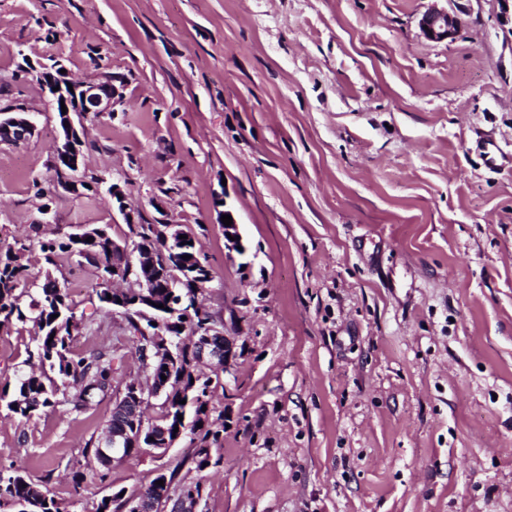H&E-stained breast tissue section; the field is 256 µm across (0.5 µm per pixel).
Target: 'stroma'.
Returning a JSON list of instances; mask_svg holds the SVG:
<instances>
[{
  "mask_svg": "<svg viewBox=\"0 0 512 512\" xmlns=\"http://www.w3.org/2000/svg\"><path fill=\"white\" fill-rule=\"evenodd\" d=\"M458 16L440 42L420 27ZM512 0H0V109L37 130L0 144V252L66 283L95 315L72 346L116 349L125 316L93 309L96 267L39 242L86 226L134 243L183 225L212 273L205 304L237 340L214 386L227 427L211 464L195 440L108 471L83 450L112 411L32 419L0 405V470L43 482L68 512L131 497L158 472L199 483L198 512H512ZM62 60L112 74L110 115L84 119L76 189L58 186L61 129L24 77ZM97 192H88L89 184ZM231 209L245 254L219 222ZM31 323L0 329V382L28 372ZM84 470L80 486L71 474ZM459 20L448 11L433 9L421 19V28L431 40L442 41L448 39L457 29Z\"/></svg>",
  "mask_w": 512,
  "mask_h": 512,
  "instance_id": "obj_1",
  "label": "stroma"
}]
</instances>
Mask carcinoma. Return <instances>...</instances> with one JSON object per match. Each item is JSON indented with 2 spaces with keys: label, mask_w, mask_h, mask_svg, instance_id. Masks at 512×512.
Listing matches in <instances>:
<instances>
[{
  "label": "carcinoma",
  "mask_w": 512,
  "mask_h": 512,
  "mask_svg": "<svg viewBox=\"0 0 512 512\" xmlns=\"http://www.w3.org/2000/svg\"><path fill=\"white\" fill-rule=\"evenodd\" d=\"M26 246L0 253V327H10L16 322L33 323L37 327L34 348L29 358L40 364H49L56 370L58 380L45 381L41 373L30 372L17 378L15 384L0 385V402H6L9 412L30 419L43 408L59 410L67 415L85 413L95 407L99 400L116 391L113 386V351L100 347L87 356H75L70 351L73 333L86 325L88 318L77 316L69 298L68 288L59 283L51 274H45V281L36 295H29L27 288V265L22 263ZM40 250L47 262L65 253L77 256L93 264L100 272L101 282L93 289L98 302L110 307L112 300V237L103 228H91L83 232L81 240L70 237L66 241L48 240L40 243ZM206 282L186 276L177 282L166 277H158L147 284L146 289L157 297L161 307L153 314L164 317L165 309L172 293L193 296L199 290L197 282ZM57 318H52V315ZM172 355L168 363L145 361L146 355H154L155 337H138L136 354L142 368L149 369L152 380L166 376L167 393L163 400L164 424L169 430L187 432L199 437L203 445L194 450L198 469L210 462V448L205 442H218L224 424L210 419L209 393L212 378L196 372L191 366L193 360L183 337H170ZM202 427H197V424ZM175 475L168 478V494L194 493L201 497L197 483L174 484ZM0 512H67L61 503L42 485L16 471H0Z\"/></svg>",
  "instance_id": "1"
}]
</instances>
